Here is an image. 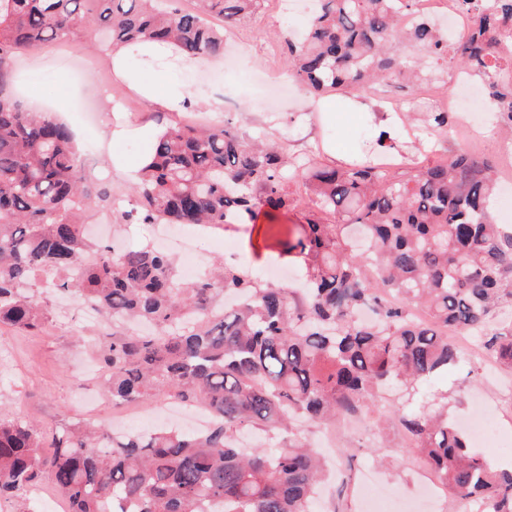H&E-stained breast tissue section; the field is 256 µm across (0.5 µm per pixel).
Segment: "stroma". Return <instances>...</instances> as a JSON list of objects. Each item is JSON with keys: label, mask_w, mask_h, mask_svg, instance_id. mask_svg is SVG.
Here are the masks:
<instances>
[{"label": "stroma", "mask_w": 512, "mask_h": 512, "mask_svg": "<svg viewBox=\"0 0 512 512\" xmlns=\"http://www.w3.org/2000/svg\"><path fill=\"white\" fill-rule=\"evenodd\" d=\"M288 32V18L260 10L241 27L227 31V42L238 44L239 58L232 69L222 61H204L189 76L170 70L172 78H187L190 106L174 112L146 111L141 97L125 82L112 77V56L84 36L63 43H46L18 53L12 60L16 80L1 91L24 102L40 106L63 105L67 122L86 145L82 174L88 184H105L113 199L125 200L132 178L112 167L113 151L137 159L142 144L128 140L112 144L108 120L119 115L130 122L160 121L219 122L232 117L239 132L250 138L276 135L291 154L302 157L325 148L328 158L343 160L359 154V134L379 126L371 110V99L353 97L345 113L337 117L338 130L328 133L319 114L325 102L305 97L281 98L275 110L262 105L255 74L275 68L274 78L287 83L283 57L265 52L269 30ZM293 204L289 209L262 213L247 234H226L210 228L186 226L181 235L197 237V267L207 272L213 259L239 257L249 273L264 275L270 264L288 272V286H295L300 268L285 254L279 238L266 235L267 225L284 229L305 223L308 206L301 182L290 186ZM93 234L121 242L129 248L155 245L160 229L154 224H126L114 211L97 209L91 219ZM53 315L36 332L0 330V351L7 358L0 363V405L13 415L30 418L47 430L62 428L82 415L86 402L102 397L98 422L107 425L114 409L95 372L96 359L112 327L106 321L91 325L84 321L77 301L47 294ZM498 379L486 376L484 367L470 354L415 386L414 391L393 387L381 394L373 411L364 413L361 424L342 441L337 451L324 447L323 425H302L299 433L314 448L322 450L333 472L313 505L314 512H361L356 488L363 476H371L384 492L373 512H477L473 503L453 497L447 491L433 495L424 486L431 478L428 465L405 437L402 413L423 410L447 411L449 419L464 417L475 398L486 401L488 418L502 431L495 443L473 445L474 453L499 469L512 468V368L499 367Z\"/></svg>", "instance_id": "1"}]
</instances>
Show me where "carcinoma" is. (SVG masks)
Segmentation results:
<instances>
[{
    "instance_id": "obj_1",
    "label": "carcinoma",
    "mask_w": 512,
    "mask_h": 512,
    "mask_svg": "<svg viewBox=\"0 0 512 512\" xmlns=\"http://www.w3.org/2000/svg\"><path fill=\"white\" fill-rule=\"evenodd\" d=\"M0 0V84L20 49L80 34L104 49L144 38L193 57L224 54V29L263 0H195L167 12L156 0ZM413 0H316L306 36L286 41L285 62L309 94L409 95L438 77L422 58L449 61L482 80L503 130L512 133V76L501 50L512 0H482L455 44L426 19L401 25ZM448 132L450 115L419 113ZM121 212L127 224H245L290 206L300 179L308 202L331 215L285 240L304 271V298L224 265L185 280L175 261L145 247L114 253L85 232L106 200L81 176L67 125L0 97V326L40 329L51 306L40 294L75 293L112 320L101 350L112 405L175 399L212 415L199 433H115L77 423L47 435L0 416V501L49 479L69 512H310L323 476L298 420L325 422L371 405L386 385L404 387L455 364L445 329L480 331L512 366V226L491 218L490 160L459 150L398 168L379 154L343 164H297L282 142H254L229 120L172 122L149 145ZM390 293L401 297L393 305ZM425 307L416 322L410 309ZM401 424L441 483L481 512H512V471L472 453L448 415L413 413ZM243 429L277 441L244 456Z\"/></svg>"
}]
</instances>
